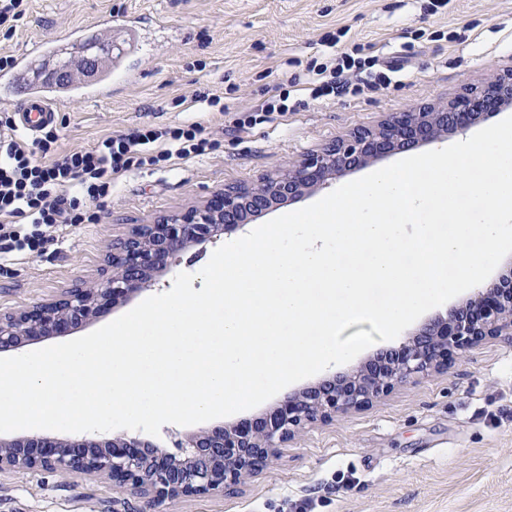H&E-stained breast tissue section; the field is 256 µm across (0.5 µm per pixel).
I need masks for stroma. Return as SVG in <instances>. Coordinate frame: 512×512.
<instances>
[{
    "label": "stroma",
    "instance_id": "obj_1",
    "mask_svg": "<svg viewBox=\"0 0 512 512\" xmlns=\"http://www.w3.org/2000/svg\"><path fill=\"white\" fill-rule=\"evenodd\" d=\"M111 15V26L100 23ZM77 28L112 45L111 100L75 94L51 125L55 152L90 149L118 131L201 124L208 154L131 166L91 223L65 224L31 253L0 261V313L50 301L98 279L112 247L139 224L212 192L282 174L300 157L388 115L453 103L512 68V0H29L0 56L31 37ZM404 58L375 92L313 98L246 132L232 113L273 94L283 73L307 75L334 47ZM220 97L221 108L196 100ZM219 240L187 248L159 274L171 288L198 273ZM414 334L379 341L351 362L285 387L292 394L358 370ZM143 499L92 476L0 473V512H145ZM162 512H512V334L469 348L447 370L396 387L369 407L300 430L258 475L224 492L165 501Z\"/></svg>",
    "mask_w": 512,
    "mask_h": 512
}]
</instances>
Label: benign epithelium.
<instances>
[{
  "label": "benign epithelium",
  "instance_id": "obj_1",
  "mask_svg": "<svg viewBox=\"0 0 512 512\" xmlns=\"http://www.w3.org/2000/svg\"><path fill=\"white\" fill-rule=\"evenodd\" d=\"M486 98L511 104L512 72L466 91L449 108L393 113L378 129H356L348 138L303 157L286 173L264 176L250 186L217 190L198 206L136 227L112 247L98 280L82 283L50 302L0 315V352L38 336L63 335L153 287L155 274L187 247L237 230L243 213L259 205L325 185L392 150L431 142L441 130L466 131L481 117L474 108ZM506 331L512 332L511 269L477 289L447 316L425 323L395 356L377 357L353 374L289 396L255 425L201 429L189 439L191 452L182 459L136 436H80L62 442L31 435L0 442V471L95 475L116 489L141 496L153 512L170 498L219 493L241 483L262 472L297 429L365 408L395 387L448 367L466 349Z\"/></svg>",
  "mask_w": 512,
  "mask_h": 512
}]
</instances>
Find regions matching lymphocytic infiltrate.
Segmentation results:
<instances>
[{
	"instance_id": "f902f5d3",
	"label": "lymphocytic infiltrate",
	"mask_w": 512,
	"mask_h": 512,
	"mask_svg": "<svg viewBox=\"0 0 512 512\" xmlns=\"http://www.w3.org/2000/svg\"><path fill=\"white\" fill-rule=\"evenodd\" d=\"M407 65L404 59L365 61L344 51L315 69L313 92L328 97L340 86L353 93L375 89ZM53 140L49 134L27 142L14 123L0 124V259L34 251L61 225L82 223L86 204L103 203L113 181L131 166L202 156L213 147L196 124L165 131L146 126L58 157L49 154Z\"/></svg>"
}]
</instances>
